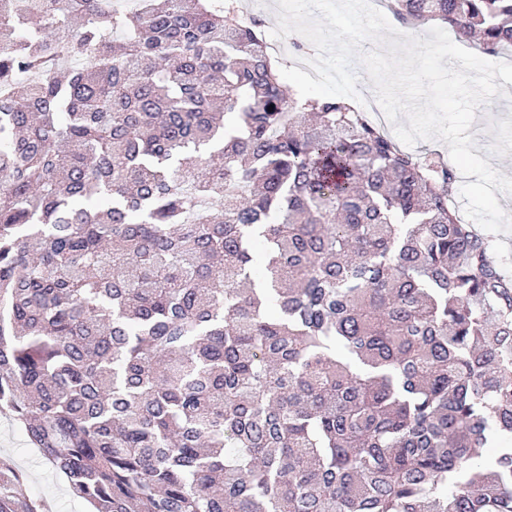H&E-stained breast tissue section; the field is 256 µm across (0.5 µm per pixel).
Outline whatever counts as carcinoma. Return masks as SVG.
<instances>
[{"label":"carcinoma","instance_id":"1","mask_svg":"<svg viewBox=\"0 0 512 512\" xmlns=\"http://www.w3.org/2000/svg\"><path fill=\"white\" fill-rule=\"evenodd\" d=\"M385 2L512 48V0ZM262 27L0 0V414L88 512H512V278Z\"/></svg>","mask_w":512,"mask_h":512}]
</instances>
